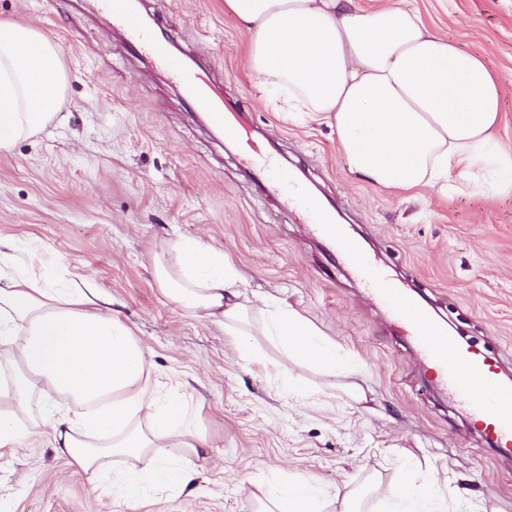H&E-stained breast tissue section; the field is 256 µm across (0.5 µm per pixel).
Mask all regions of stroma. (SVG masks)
I'll list each match as a JSON object with an SVG mask.
<instances>
[{"label":"stroma","mask_w":512,"mask_h":512,"mask_svg":"<svg viewBox=\"0 0 512 512\" xmlns=\"http://www.w3.org/2000/svg\"><path fill=\"white\" fill-rule=\"evenodd\" d=\"M98 0H0L61 53L67 84L40 133L0 151V239L43 252L55 276L89 278L152 351L151 378L184 397L213 448L191 494L148 512H253L242 482L261 470L341 492L352 512L381 495L432 489L430 512H512V455L494 454L407 346L403 321L375 299L311 225L269 195L239 152L200 119L169 73L130 47ZM178 58L199 64L244 129L266 131L362 242L369 260L512 374V192L453 173L448 194L378 189L352 174L336 130L281 120L244 70L249 34L224 0H143ZM424 22L477 53L498 77L496 138L512 154V0H409ZM178 237L224 252L247 281L314 323L359 375L327 376L255 337L240 358L222 326L162 296L149 255ZM306 391L289 398L280 376ZM10 512H125L47 437L0 456Z\"/></svg>","instance_id":"35a3bbf8"}]
</instances>
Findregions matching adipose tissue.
Returning a JSON list of instances; mask_svg holds the SVG:
<instances>
[{
	"instance_id": "adipose-tissue-1",
	"label": "adipose tissue",
	"mask_w": 512,
	"mask_h": 512,
	"mask_svg": "<svg viewBox=\"0 0 512 512\" xmlns=\"http://www.w3.org/2000/svg\"><path fill=\"white\" fill-rule=\"evenodd\" d=\"M250 35L245 69L262 95L335 127L350 169L374 187L436 188L478 163L512 174L495 137L500 82L477 55L430 30L407 0L366 9L354 0H224ZM66 73L55 44L32 28L0 23V150L48 124ZM164 297L223 326L241 356L261 357V334L320 370L357 364L300 313L243 296L244 278L222 252L179 239L151 254ZM38 254L0 269V455L38 434L137 512L150 492L185 491L210 442L178 395L148 386L149 349L89 282H55ZM54 391L72 408L27 419L34 395ZM260 512H324L318 487L274 475L257 484Z\"/></svg>"
}]
</instances>
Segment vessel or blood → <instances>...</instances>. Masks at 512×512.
<instances>
[{
  "label": "vessel or blood",
  "mask_w": 512,
  "mask_h": 512,
  "mask_svg": "<svg viewBox=\"0 0 512 512\" xmlns=\"http://www.w3.org/2000/svg\"><path fill=\"white\" fill-rule=\"evenodd\" d=\"M101 7L108 21L124 28L128 43L166 69L195 105L207 112L214 125L227 127V105L212 95L197 71L179 65L170 53L168 42L159 39L150 26L141 22L131 0H101ZM240 141L247 165L267 177L274 196L294 205L304 221L314 225L330 248L338 250L355 269L372 294L405 319L412 349L437 374L449 397L466 410L481 435L500 452H511L512 386L501 383L499 362L463 347L447 328L430 326L427 312L380 267L364 257L346 228L328 223L306 187L288 167L275 155L261 150L252 134L242 135Z\"/></svg>",
  "instance_id": "obj_1"
}]
</instances>
